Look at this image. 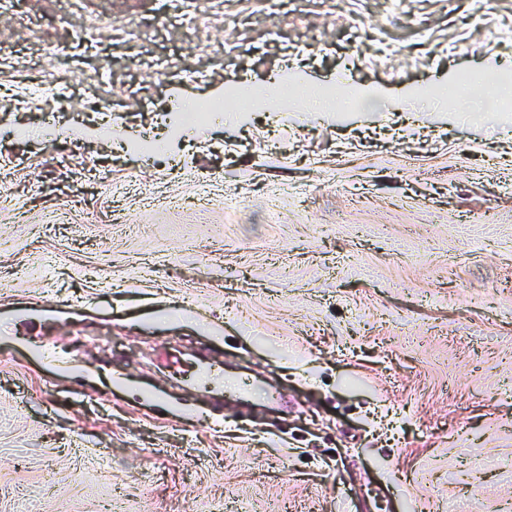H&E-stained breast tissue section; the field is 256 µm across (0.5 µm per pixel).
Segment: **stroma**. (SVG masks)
Segmentation results:
<instances>
[{"instance_id": "35a3bbf8", "label": "stroma", "mask_w": 512, "mask_h": 512, "mask_svg": "<svg viewBox=\"0 0 512 512\" xmlns=\"http://www.w3.org/2000/svg\"><path fill=\"white\" fill-rule=\"evenodd\" d=\"M65 8L0 16V84L62 79L73 25L156 29L79 62L111 139L0 99V512H512V0H224L245 25L198 40ZM240 85L266 106L148 157L155 104Z\"/></svg>"}]
</instances>
